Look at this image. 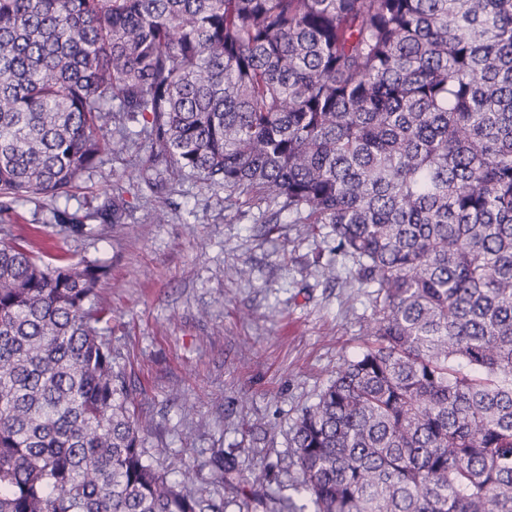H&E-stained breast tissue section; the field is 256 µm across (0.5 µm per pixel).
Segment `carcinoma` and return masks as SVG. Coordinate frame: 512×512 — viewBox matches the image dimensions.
Segmentation results:
<instances>
[{
  "mask_svg": "<svg viewBox=\"0 0 512 512\" xmlns=\"http://www.w3.org/2000/svg\"><path fill=\"white\" fill-rule=\"evenodd\" d=\"M132 134L326 228L375 317L296 418L290 483L172 478L105 336L109 266L1 240L0 512H512V0H0V222Z\"/></svg>",
  "mask_w": 512,
  "mask_h": 512,
  "instance_id": "1",
  "label": "carcinoma"
}]
</instances>
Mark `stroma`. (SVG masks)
I'll list each match as a JSON object with an SVG mask.
<instances>
[{"label":"stroma","mask_w":512,"mask_h":512,"mask_svg":"<svg viewBox=\"0 0 512 512\" xmlns=\"http://www.w3.org/2000/svg\"><path fill=\"white\" fill-rule=\"evenodd\" d=\"M147 154V141L133 139L70 198L20 203L0 238L111 266L98 290L135 412L153 423L148 463L173 472L230 455L246 472L274 464L275 483H287L276 464L292 453L294 421L360 352L375 311L370 291L327 281L324 269L341 261L323 235L288 223L266 229L264 205L168 172L150 191ZM118 188L121 223L96 221L83 235L54 226L52 207L91 211ZM244 265L247 281L235 275Z\"/></svg>","instance_id":"35a3bbf8"}]
</instances>
